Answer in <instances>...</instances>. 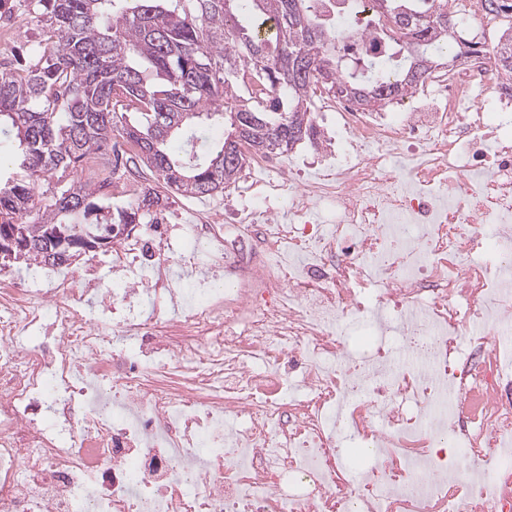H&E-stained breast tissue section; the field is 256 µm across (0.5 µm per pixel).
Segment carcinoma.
<instances>
[{"label": "carcinoma", "mask_w": 512, "mask_h": 512, "mask_svg": "<svg viewBox=\"0 0 512 512\" xmlns=\"http://www.w3.org/2000/svg\"><path fill=\"white\" fill-rule=\"evenodd\" d=\"M324 0H38L42 38L0 68V262L69 265L162 206V191L203 197L250 160L287 153L313 131L317 89L364 106L415 93L456 41L448 0H373L407 38L396 61L344 63ZM220 130V138L199 134ZM133 147L129 168L153 183L125 204L98 189L37 183L92 156Z\"/></svg>", "instance_id": "obj_1"}]
</instances>
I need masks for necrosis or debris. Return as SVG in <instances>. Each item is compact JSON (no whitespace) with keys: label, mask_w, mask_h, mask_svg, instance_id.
I'll list each match as a JSON object with an SVG mask.
<instances>
[{"label":"necrosis or debris","mask_w":512,"mask_h":512,"mask_svg":"<svg viewBox=\"0 0 512 512\" xmlns=\"http://www.w3.org/2000/svg\"><path fill=\"white\" fill-rule=\"evenodd\" d=\"M486 5L447 77L337 100L323 176L269 182L278 211L115 242L107 284L0 273V512H512V40ZM378 30L337 4L351 55L396 50Z\"/></svg>","instance_id":"1"}]
</instances>
